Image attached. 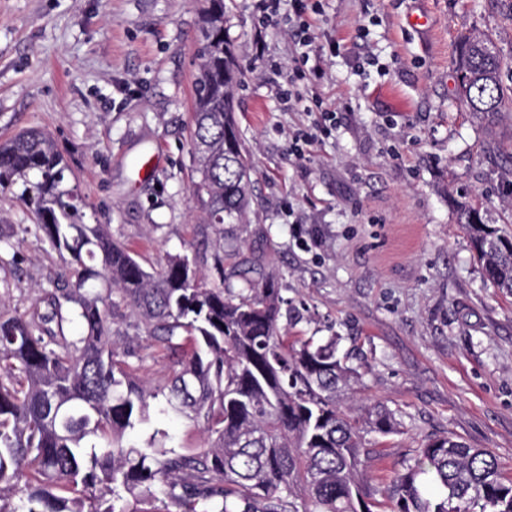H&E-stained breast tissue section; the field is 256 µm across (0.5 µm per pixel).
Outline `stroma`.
Wrapping results in <instances>:
<instances>
[{
	"label": "stroma",
	"instance_id": "35a3bbf8",
	"mask_svg": "<svg viewBox=\"0 0 512 512\" xmlns=\"http://www.w3.org/2000/svg\"><path fill=\"white\" fill-rule=\"evenodd\" d=\"M244 68L236 118L254 172L249 221L197 223L190 119L205 0H0V141L37 126L52 135L86 221L141 255L212 251L272 274L298 331L340 337L366 359L351 404L397 410L374 480L390 481L430 435L492 450L512 479V295L486 280L452 200L469 197L512 234V109L486 125L454 94L462 31L492 36L512 76V0H326L310 15L319 45L336 41L312 91L336 130L296 159L289 135L314 114L281 96L295 47L287 18L255 61V0H224ZM154 171L139 175L145 154ZM19 197L0 195V306L25 312L61 263L31 232ZM118 349L141 377L170 362L127 308L114 310Z\"/></svg>",
	"mask_w": 512,
	"mask_h": 512
}]
</instances>
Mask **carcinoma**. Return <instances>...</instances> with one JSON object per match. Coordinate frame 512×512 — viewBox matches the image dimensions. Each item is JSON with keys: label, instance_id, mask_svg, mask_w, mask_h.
<instances>
[{"label": "carcinoma", "instance_id": "1", "mask_svg": "<svg viewBox=\"0 0 512 512\" xmlns=\"http://www.w3.org/2000/svg\"><path fill=\"white\" fill-rule=\"evenodd\" d=\"M199 56L193 193L202 223L244 224L252 163L234 118L243 69L224 0H208ZM453 72L459 102L499 120L512 87L492 37L463 36ZM67 170L38 127L0 142V191L21 189L35 236L62 262L42 305L0 309V512H127L130 497L179 512H512L496 456L452 436L425 439L392 484L372 485L369 435L399 423L384 405H345L360 371L338 354L339 337L288 335L274 278L254 264L224 273L222 238L209 256L146 270L84 222ZM455 205L485 277L512 295V236L469 201ZM121 304L172 358L156 385L119 358L112 309ZM170 415L196 422L203 443H175L158 424Z\"/></svg>", "mask_w": 512, "mask_h": 512}]
</instances>
